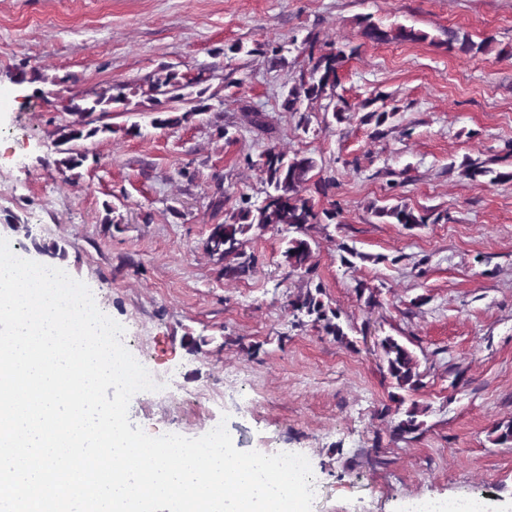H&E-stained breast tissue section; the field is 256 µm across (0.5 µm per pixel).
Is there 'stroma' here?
<instances>
[{"label": "stroma", "instance_id": "35a3bbf8", "mask_svg": "<svg viewBox=\"0 0 512 512\" xmlns=\"http://www.w3.org/2000/svg\"><path fill=\"white\" fill-rule=\"evenodd\" d=\"M364 17L428 38L373 43ZM452 31L494 50L449 48ZM308 37L359 52L338 72L344 121L316 104L304 129L283 103L308 67L298 51ZM234 43L244 53L225 54ZM270 44L285 65L268 63ZM164 65L207 90L210 110L180 102L188 121L155 127L147 90ZM118 83L137 95L113 106L109 132L82 143V167L60 171L53 132L70 119L69 99ZM378 95L396 111L379 128L362 121ZM247 110L272 133L244 125ZM134 124L139 135H126ZM272 147L313 157V178L336 180L314 203L338 215L310 235L352 346L289 310L305 282L283 264L281 235L250 236L259 263L239 279L219 277L201 248L224 220L216 194L225 210L244 193L264 200L253 163ZM468 158L512 169V0H0V238L47 265L40 245L65 246L62 268L155 369L160 388L133 396L132 426L197 438L223 422L239 450L303 454L321 488L312 512L358 502L402 512L425 495L512 502V444L493 435L512 421V182L460 176ZM398 202L438 220L408 229L373 213ZM343 243L367 261L343 262ZM188 335L207 338L202 352L183 348ZM386 335L424 374L411 398L428 414L414 438L392 436L391 389L373 352Z\"/></svg>", "mask_w": 512, "mask_h": 512}]
</instances>
